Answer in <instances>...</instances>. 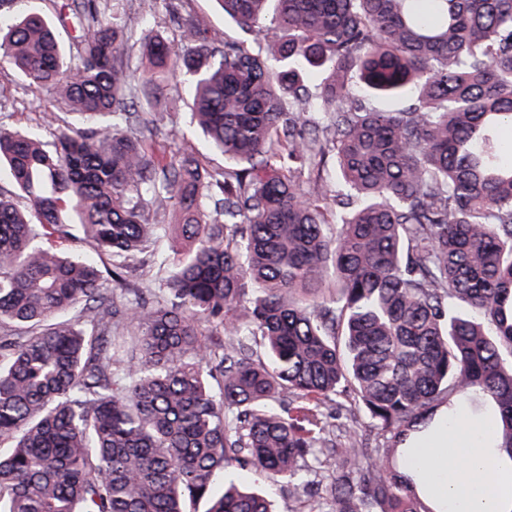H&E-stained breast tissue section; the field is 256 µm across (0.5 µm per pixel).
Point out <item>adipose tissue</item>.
<instances>
[{
  "label": "adipose tissue",
  "instance_id": "adipose-tissue-1",
  "mask_svg": "<svg viewBox=\"0 0 512 512\" xmlns=\"http://www.w3.org/2000/svg\"><path fill=\"white\" fill-rule=\"evenodd\" d=\"M500 455L485 420L446 419L425 454L430 484L444 489L438 512H512V473L492 466Z\"/></svg>",
  "mask_w": 512,
  "mask_h": 512
}]
</instances>
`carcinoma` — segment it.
Wrapping results in <instances>:
<instances>
[{
    "label": "carcinoma",
    "instance_id": "1",
    "mask_svg": "<svg viewBox=\"0 0 512 512\" xmlns=\"http://www.w3.org/2000/svg\"><path fill=\"white\" fill-rule=\"evenodd\" d=\"M124 2L74 0V74L0 10V63L76 117L0 121V512H272L237 475L299 490L325 448L332 512H435L407 451L462 399L512 460V0H215L253 45ZM179 73L222 167L145 134ZM349 391L373 448L330 438Z\"/></svg>",
    "mask_w": 512,
    "mask_h": 512
}]
</instances>
